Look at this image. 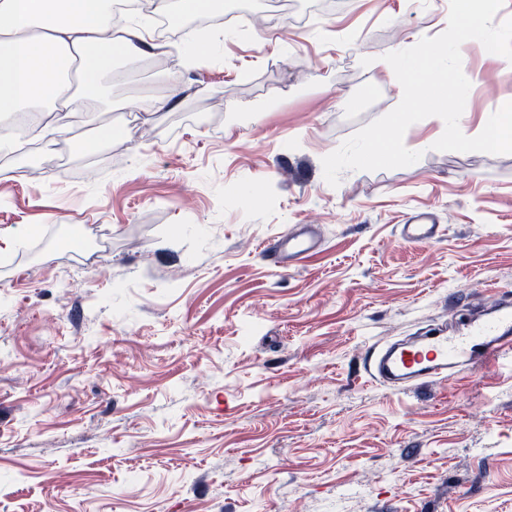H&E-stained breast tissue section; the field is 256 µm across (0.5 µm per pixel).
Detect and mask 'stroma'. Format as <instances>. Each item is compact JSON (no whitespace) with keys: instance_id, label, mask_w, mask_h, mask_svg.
Returning a JSON list of instances; mask_svg holds the SVG:
<instances>
[{"instance_id":"stroma-1","label":"stroma","mask_w":512,"mask_h":512,"mask_svg":"<svg viewBox=\"0 0 512 512\" xmlns=\"http://www.w3.org/2000/svg\"><path fill=\"white\" fill-rule=\"evenodd\" d=\"M233 0L238 15L105 76L96 124L0 153V504L10 512H512V358L394 391L372 344L512 296V154L440 152L324 179L402 98L384 54L449 0ZM462 122L512 101V64L461 46ZM174 106L136 113L142 99ZM120 134L97 142L96 125ZM435 210L444 236L397 226ZM314 224L292 269L264 241ZM446 231L443 224H436L433 213L421 211L412 215L406 224L398 227V236L403 243L430 245L442 237Z\"/></svg>"}]
</instances>
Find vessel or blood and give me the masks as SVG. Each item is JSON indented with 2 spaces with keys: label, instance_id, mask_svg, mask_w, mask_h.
Listing matches in <instances>:
<instances>
[{
  "label": "vessel or blood",
  "instance_id": "vessel-or-blood-1",
  "mask_svg": "<svg viewBox=\"0 0 512 512\" xmlns=\"http://www.w3.org/2000/svg\"><path fill=\"white\" fill-rule=\"evenodd\" d=\"M445 232L432 212L421 211L399 225L403 243L429 245ZM275 266L285 269L317 255L320 241L314 225L297 224L284 235L266 243ZM512 352V302L499 300L487 317L464 326L446 324L419 336H410L374 348L363 360L370 380L394 390L421 386L434 379H447L473 367H494Z\"/></svg>",
  "mask_w": 512,
  "mask_h": 512
}]
</instances>
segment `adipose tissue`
Instances as JSON below:
<instances>
[{
    "mask_svg": "<svg viewBox=\"0 0 512 512\" xmlns=\"http://www.w3.org/2000/svg\"><path fill=\"white\" fill-rule=\"evenodd\" d=\"M149 27L112 29V0H0V115L96 119L100 77L116 58L156 49Z\"/></svg>",
    "mask_w": 512,
    "mask_h": 512,
    "instance_id": "1",
    "label": "adipose tissue"
}]
</instances>
